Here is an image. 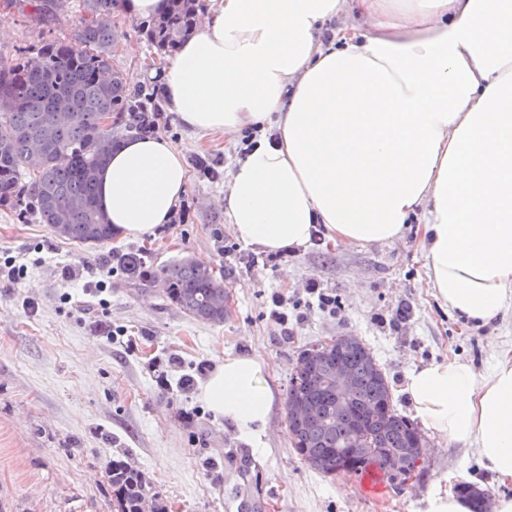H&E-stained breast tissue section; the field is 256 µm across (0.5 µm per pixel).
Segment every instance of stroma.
Instances as JSON below:
<instances>
[{
	"mask_svg": "<svg viewBox=\"0 0 512 512\" xmlns=\"http://www.w3.org/2000/svg\"><path fill=\"white\" fill-rule=\"evenodd\" d=\"M37 2L0 13V58L35 54L55 38L78 47L84 0H64L48 25L31 16ZM112 21L114 68L154 87L149 72L165 56L147 46L138 19L118 12ZM158 134L182 151L190 175L181 223L92 248L0 207V262L10 257L26 270L13 278L0 269V512H117L109 483L116 460L145 473L167 512H240L259 498V512H423L431 493L461 482L512 496V483L483 468L475 449L430 431L421 468L404 487L384 485L375 473L324 475L294 451L285 409L299 352L351 334L383 367L398 413L414 418L404 391L409 373L450 357L482 373L498 356H512V309L477 327L443 306L417 223L390 244L335 246L318 237L295 253L260 251L224 221V175L239 145L192 135L170 113ZM200 157L214 175L196 168ZM142 248L157 265L189 256L223 272V323L195 320L161 289L126 287L117 258ZM321 292L335 296V312L318 308ZM280 312L286 322L277 321ZM252 352L277 390L255 445L197 398L199 382L225 355Z\"/></svg>",
	"mask_w": 512,
	"mask_h": 512,
	"instance_id": "obj_1",
	"label": "stroma"
}]
</instances>
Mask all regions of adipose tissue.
<instances>
[{
	"mask_svg": "<svg viewBox=\"0 0 512 512\" xmlns=\"http://www.w3.org/2000/svg\"><path fill=\"white\" fill-rule=\"evenodd\" d=\"M345 13L354 23L323 39ZM160 86L193 134L255 132L224 182L241 241L271 254L318 236L393 243L417 216L437 300L477 325L512 307V0H209ZM188 183L169 141L129 137L97 191L138 238L169 221ZM265 373L258 354L226 355L197 397L254 438L275 402ZM405 391L423 424L512 481V359L484 374L458 358L424 364Z\"/></svg>",
	"mask_w": 512,
	"mask_h": 512,
	"instance_id": "ef3b65f1",
	"label": "adipose tissue"
}]
</instances>
